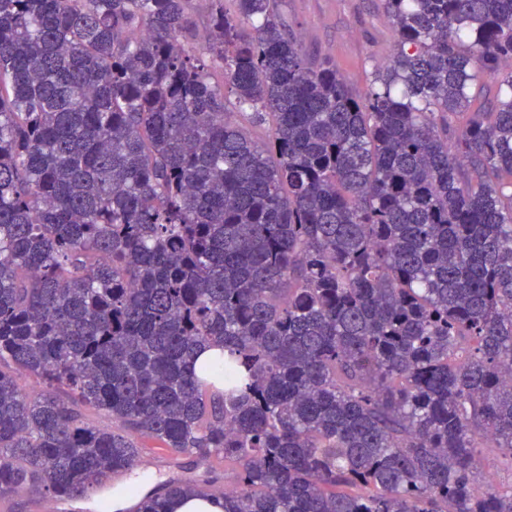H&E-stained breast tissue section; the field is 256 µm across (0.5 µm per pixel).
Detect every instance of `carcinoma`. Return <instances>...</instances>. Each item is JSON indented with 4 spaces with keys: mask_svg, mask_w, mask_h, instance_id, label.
<instances>
[{
    "mask_svg": "<svg viewBox=\"0 0 512 512\" xmlns=\"http://www.w3.org/2000/svg\"><path fill=\"white\" fill-rule=\"evenodd\" d=\"M196 2L0 0V512H512V0H384L362 97ZM156 460L158 461H151L147 467H143L140 461L138 465L134 466L131 470L128 471L126 475L127 481L124 482L123 485L144 483L142 479L138 478L143 474V472H147L151 476L150 479L146 482L149 485L164 483L171 477L175 476L177 471L176 469L174 470L173 468H169L168 464L159 461L162 459L157 458ZM171 512H224L223 501L216 497L208 500L197 497H184L171 503Z\"/></svg>",
    "mask_w": 512,
    "mask_h": 512,
    "instance_id": "cac0c4a2",
    "label": "carcinoma"
}]
</instances>
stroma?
<instances>
[{"label": "stroma", "instance_id": "stroma-1", "mask_svg": "<svg viewBox=\"0 0 512 512\" xmlns=\"http://www.w3.org/2000/svg\"><path fill=\"white\" fill-rule=\"evenodd\" d=\"M280 9L305 53L333 62L354 93L393 52L382 0H280Z\"/></svg>", "mask_w": 512, "mask_h": 512}]
</instances>
